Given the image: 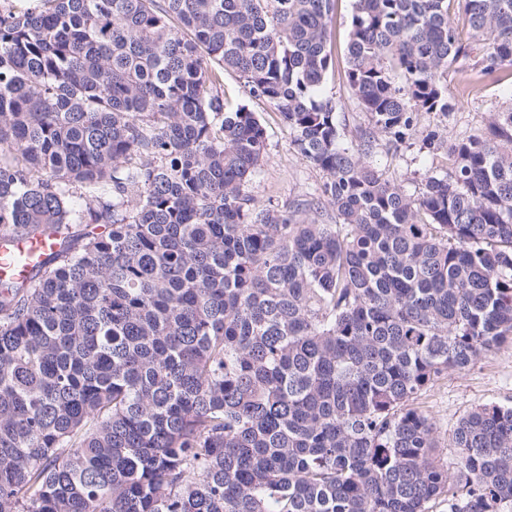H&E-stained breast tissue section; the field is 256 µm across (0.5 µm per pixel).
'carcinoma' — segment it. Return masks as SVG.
<instances>
[{
    "mask_svg": "<svg viewBox=\"0 0 512 512\" xmlns=\"http://www.w3.org/2000/svg\"><path fill=\"white\" fill-rule=\"evenodd\" d=\"M0 0V233L56 238L0 281V512H504L512 407L454 432L411 407L512 342V106L445 138L417 196L365 161L448 75H512V0ZM326 176L258 208L267 149L224 71ZM336 223H327L328 211ZM354 0H337L333 20V48L335 66L322 87L323 96L336 103V118L344 134L345 142L356 141L360 132L371 127L369 116L363 112L346 83L347 44L350 18Z\"/></svg>",
    "mask_w": 512,
    "mask_h": 512,
    "instance_id": "cac0c4a2",
    "label": "carcinoma"
}]
</instances>
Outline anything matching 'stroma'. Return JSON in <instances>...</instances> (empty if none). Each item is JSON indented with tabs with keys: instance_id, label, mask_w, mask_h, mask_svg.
<instances>
[{
	"instance_id": "1",
	"label": "stroma",
	"mask_w": 512,
	"mask_h": 512,
	"mask_svg": "<svg viewBox=\"0 0 512 512\" xmlns=\"http://www.w3.org/2000/svg\"><path fill=\"white\" fill-rule=\"evenodd\" d=\"M354 0H337L333 20L335 66L329 73L322 93L336 104V118L345 141L357 139L370 127L369 117L358 105L345 78L350 18ZM455 108L448 116L420 113L418 133L401 145L398 151L386 148L387 138L377 135L370 162L386 178L399 183L410 195H419L428 175L446 171L445 150L422 149V132L440 127L449 133L484 129L489 114L512 105V83L484 80L471 82L453 77L449 84ZM222 90L230 105L247 106L260 118L267 131V150L260 170L246 186L256 206L282 208L293 200L316 193L324 174L307 162L291 144V132L274 107L267 101L252 97L235 72H225ZM486 404L512 406V343L485 355L470 370L448 371L434 386L423 391L413 405L427 414L435 425L436 456L450 473L458 471V454L452 437L459 420L469 411Z\"/></svg>"
}]
</instances>
